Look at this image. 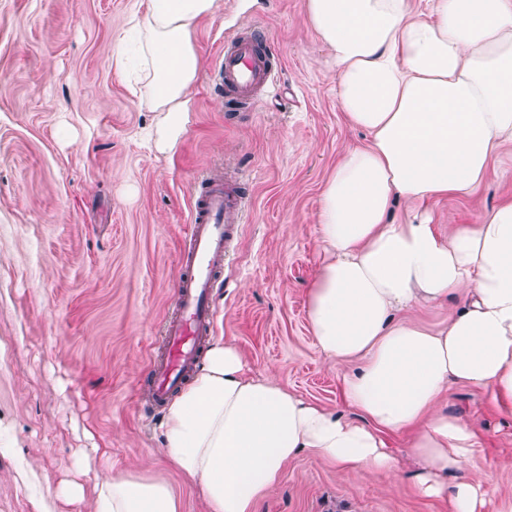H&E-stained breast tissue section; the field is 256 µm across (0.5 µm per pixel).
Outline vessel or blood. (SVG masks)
Listing matches in <instances>:
<instances>
[{"mask_svg":"<svg viewBox=\"0 0 512 512\" xmlns=\"http://www.w3.org/2000/svg\"><path fill=\"white\" fill-rule=\"evenodd\" d=\"M266 32L254 29L229 36L216 55L211 84L223 88L229 100L256 105L272 92L279 71L265 44ZM249 210L239 176L202 179L193 191L181 264L184 279L178 290V309L162 326L164 352L150 364V388L155 408H162L186 383L202 354V341L213 326L211 294Z\"/></svg>","mask_w":512,"mask_h":512,"instance_id":"1","label":"vessel or blood"}]
</instances>
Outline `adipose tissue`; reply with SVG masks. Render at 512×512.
Listing matches in <instances>:
<instances>
[{
  "mask_svg": "<svg viewBox=\"0 0 512 512\" xmlns=\"http://www.w3.org/2000/svg\"><path fill=\"white\" fill-rule=\"evenodd\" d=\"M218 0H142L135 20L158 143L172 141L198 75L194 35ZM305 19L329 52L336 100L366 145L347 149L318 210L324 258L308 290L317 348L353 368L342 393L353 417L250 373L231 342L214 341L169 403L159 454L196 487L206 512H256L288 463L307 451L340 470L395 475L384 434L405 432L421 463L413 487L450 512H483L491 472L462 473L480 446L448 415L454 383L512 402V200L477 224H434L426 205L472 191L512 144V0H306ZM406 220L392 216L395 202ZM458 300L438 327L418 311ZM62 482L57 498L88 512H181L173 484L150 464L92 487Z\"/></svg>",
  "mask_w": 512,
  "mask_h": 512,
  "instance_id": "adipose-tissue-1",
  "label": "adipose tissue"
}]
</instances>
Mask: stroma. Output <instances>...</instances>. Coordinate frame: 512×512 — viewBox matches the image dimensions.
<instances>
[{
  "label": "stroma",
  "instance_id": "35a3bbf8",
  "mask_svg": "<svg viewBox=\"0 0 512 512\" xmlns=\"http://www.w3.org/2000/svg\"><path fill=\"white\" fill-rule=\"evenodd\" d=\"M140 0H0V512H88L53 493L79 449L113 471L161 467L163 411L146 380L177 302L191 191L245 174L251 198L215 291L216 335L253 374L339 412L343 366L316 348L307 289L322 259L317 212L342 153L366 144L336 102V76L305 22V0H219L195 44L204 64L227 35L258 28L282 61L254 109L209 92L206 72L171 151L159 119L115 66ZM512 197V146L474 191L430 203L436 222L475 224ZM443 407L473 425L470 474L492 471L491 512L512 501V404L454 384ZM384 441L387 479L292 460L256 512H448L417 495L405 436Z\"/></svg>",
  "mask_w": 512,
  "mask_h": 512
}]
</instances>
